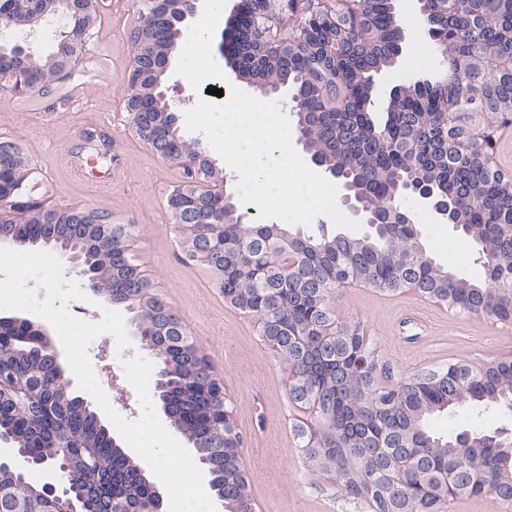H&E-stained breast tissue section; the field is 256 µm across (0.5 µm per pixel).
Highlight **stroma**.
Wrapping results in <instances>:
<instances>
[{
	"label": "stroma",
	"instance_id": "stroma-1",
	"mask_svg": "<svg viewBox=\"0 0 512 512\" xmlns=\"http://www.w3.org/2000/svg\"><path fill=\"white\" fill-rule=\"evenodd\" d=\"M237 2L224 0L223 17L213 21L210 0H200L189 20L163 82L169 103L179 113L192 109L208 86L225 90L234 83L220 44L225 16ZM140 8L139 0H105L68 77L45 94L0 91V139L18 143L34 168L21 199L44 209H94L135 225L133 252L141 270L157 284L224 382L256 512H347L332 481L309 472L298 455L293 425L304 414L290 401L284 370L259 336L255 321L225 304L208 274L181 257L167 197L181 183L183 170L132 133L125 111L134 53L131 32ZM396 12L408 36L396 63L380 75L389 87L433 76L439 60L418 0H398ZM191 36L204 42V60L212 71L209 81H191L183 73L192 61L187 42ZM102 121L108 124L105 162L123 171L105 195L77 181L62 162L65 153L86 149L85 132ZM414 217L437 263L466 279L483 278L476 249L453 225L436 223L422 208L415 209ZM336 311L361 322L378 362L394 375L459 359H512V323L462 315L413 291L390 295L350 283L339 288ZM429 427L437 435L512 432V409L459 406L432 417Z\"/></svg>",
	"mask_w": 512,
	"mask_h": 512
}]
</instances>
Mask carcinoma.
Listing matches in <instances>:
<instances>
[{
    "label": "carcinoma",
    "mask_w": 512,
    "mask_h": 512,
    "mask_svg": "<svg viewBox=\"0 0 512 512\" xmlns=\"http://www.w3.org/2000/svg\"><path fill=\"white\" fill-rule=\"evenodd\" d=\"M267 0H243L240 32L233 49L239 81L259 82L291 93L295 130H305L304 148L323 167L339 174L369 213L396 216L409 209L403 194L414 176L447 201L460 232L477 248L490 273L482 280L458 276L427 254L416 222L375 231L353 249L335 235L301 233L283 222L246 220L233 194L224 195V269L182 254L203 268L224 302L258 321L276 323L266 343L287 371L304 377L313 392L290 399L307 413L315 429L293 426L298 452L309 470L325 475L339 497L366 512H436L435 482L448 479V495L461 491L490 494L512 508V484L498 449L452 447L450 436H435L428 419L450 407L512 405V360L484 362L483 373L465 376L475 365L458 360L435 370H418L382 382L372 341L364 335L327 337L328 327L357 331L358 321L340 317L337 288L358 280L366 285L401 284L412 272L426 298L450 294L461 313L480 306L486 316L512 322V174L490 168L486 155L495 132L512 115V71L500 68L512 56V0H424L422 15L431 28L443 62L433 80L402 85L399 100L383 105L372 79L392 67L402 50L404 23L395 0H364L362 16L340 27L317 21L312 0H282L278 23L268 32ZM54 51L61 59L81 30L63 21ZM15 64L41 76L40 56ZM104 215L95 210L63 211L58 224H90ZM14 230L21 250L50 248L78 260L98 280L102 296L132 313L143 346L157 366L155 398L174 416L172 426L195 448L210 480L223 489L224 512H255L251 481L243 467L239 432L224 424L227 400L215 397L220 381L186 328L139 264L126 252L131 225L112 223V232L85 239H58L33 209L20 212L0 234ZM412 256L403 269L391 256ZM324 283L319 299L306 282ZM33 337L23 326L0 324V374L36 380L42 402L22 406L0 388V434L34 459L31 470L61 464L59 444L66 440L70 471L92 492V512H119L152 497L154 485L144 464L121 446L112 429L83 407L66 378L45 354L32 351ZM224 443V449L212 446ZM98 450V463L83 462L85 446ZM403 452L416 458L410 480L400 484V501L380 494L388 457ZM0 500L25 502L49 512L44 484L30 473L0 474Z\"/></svg>",
    "instance_id": "1"
}]
</instances>
